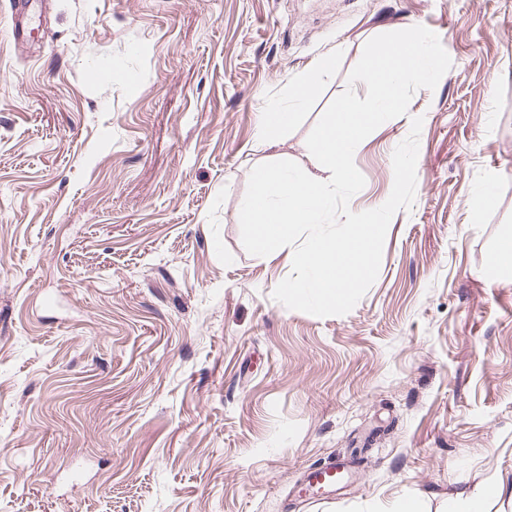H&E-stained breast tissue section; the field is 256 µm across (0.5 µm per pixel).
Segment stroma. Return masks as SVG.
<instances>
[{
    "label": "stroma",
    "instance_id": "35a3bbf8",
    "mask_svg": "<svg viewBox=\"0 0 512 512\" xmlns=\"http://www.w3.org/2000/svg\"><path fill=\"white\" fill-rule=\"evenodd\" d=\"M0 0V512H286L305 470L365 448L311 512H512V0ZM422 25L452 65L362 141L382 205L423 117L411 209L348 314L275 301L292 248L248 253L253 167L306 138L367 41ZM335 51L283 144L269 103ZM122 80L91 86L92 65ZM493 189L491 200L477 195ZM504 491L502 484L487 483L473 492L466 494V512H484V501L491 496L501 495Z\"/></svg>",
    "mask_w": 512,
    "mask_h": 512
}]
</instances>
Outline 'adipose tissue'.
Wrapping results in <instances>:
<instances>
[{"label":"adipose tissue","mask_w":512,"mask_h":512,"mask_svg":"<svg viewBox=\"0 0 512 512\" xmlns=\"http://www.w3.org/2000/svg\"><path fill=\"white\" fill-rule=\"evenodd\" d=\"M335 63L336 57L331 53L320 55L316 59L314 64L296 82L292 93L293 105L291 108L287 109L275 103L268 105L259 128V135L268 147L274 148L281 143L290 120L297 117V107L306 102L309 91L333 69Z\"/></svg>","instance_id":"adipose-tissue-1"}]
</instances>
